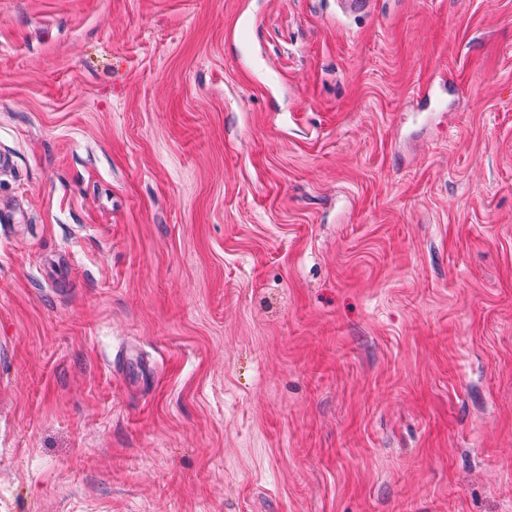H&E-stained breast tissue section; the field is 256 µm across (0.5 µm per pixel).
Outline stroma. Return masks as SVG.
Instances as JSON below:
<instances>
[{
    "label": "stroma",
    "instance_id": "35a3bbf8",
    "mask_svg": "<svg viewBox=\"0 0 512 512\" xmlns=\"http://www.w3.org/2000/svg\"><path fill=\"white\" fill-rule=\"evenodd\" d=\"M0 0V512H512V0Z\"/></svg>",
    "mask_w": 512,
    "mask_h": 512
}]
</instances>
